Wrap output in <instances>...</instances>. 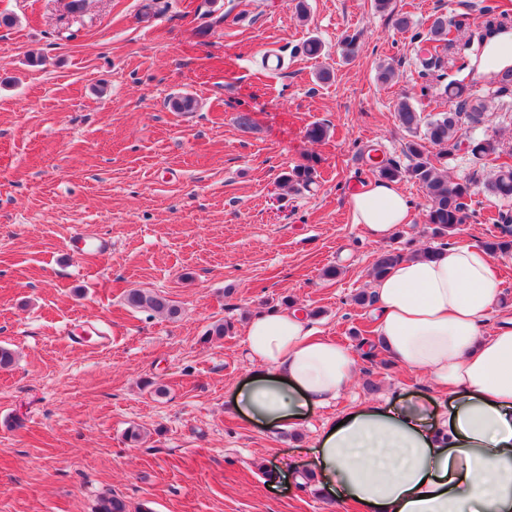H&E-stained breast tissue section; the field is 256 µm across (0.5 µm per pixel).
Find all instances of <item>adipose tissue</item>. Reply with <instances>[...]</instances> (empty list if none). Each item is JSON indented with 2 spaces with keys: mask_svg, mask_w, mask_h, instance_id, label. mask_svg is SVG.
<instances>
[{
  "mask_svg": "<svg viewBox=\"0 0 512 512\" xmlns=\"http://www.w3.org/2000/svg\"><path fill=\"white\" fill-rule=\"evenodd\" d=\"M348 206L376 242L410 221L391 181L354 190ZM492 265L481 245L457 241L374 280L380 347L447 390L449 415L378 401L339 413L314 450L323 492L361 512H512V320L484 329L498 299ZM245 336L254 370L235 404L263 425L299 427L356 381L350 351L314 336L299 311L254 314Z\"/></svg>",
  "mask_w": 512,
  "mask_h": 512,
  "instance_id": "adipose-tissue-1",
  "label": "adipose tissue"
}]
</instances>
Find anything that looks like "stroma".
<instances>
[{
	"mask_svg": "<svg viewBox=\"0 0 512 512\" xmlns=\"http://www.w3.org/2000/svg\"><path fill=\"white\" fill-rule=\"evenodd\" d=\"M68 2L0 0V345L16 352L0 369V512H94L105 494L129 512H358L299 480L325 421L371 400L428 394L443 410L448 397L426 374L369 356L376 308L354 301L372 293L382 247L432 246L423 190L400 181L413 217L384 245L353 224L347 198L377 163L409 165L401 99L427 83L425 111L452 108L444 86L486 55L470 40L481 0H392L384 12L307 0L303 19L295 0ZM400 14L411 30L397 28ZM436 14L460 28L422 79L413 35ZM312 36L316 58L303 50ZM387 63L395 78L383 84ZM323 69L331 81H318ZM495 88L474 77L487 112L462 134L512 154V90ZM183 96L193 111L172 110ZM316 122L327 128L318 142L306 135ZM299 166L313 184L281 186ZM446 168L473 189L454 240H487L504 207L485 189L494 162L462 149ZM80 233L111 251L73 254ZM133 288L176 301L180 318L131 308ZM289 307L351 351L358 377L303 427L265 429L233 403L252 370L245 327ZM225 322L230 332L212 335ZM132 426L146 432L135 446ZM271 466L296 482L270 486Z\"/></svg>",
	"mask_w": 512,
	"mask_h": 512,
	"instance_id": "35a3bbf8",
	"label": "stroma"
}]
</instances>
